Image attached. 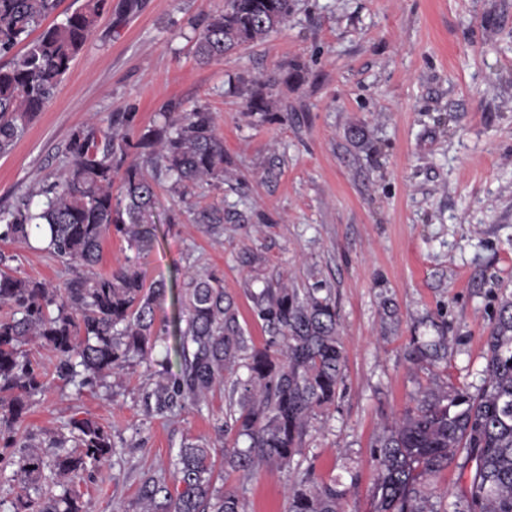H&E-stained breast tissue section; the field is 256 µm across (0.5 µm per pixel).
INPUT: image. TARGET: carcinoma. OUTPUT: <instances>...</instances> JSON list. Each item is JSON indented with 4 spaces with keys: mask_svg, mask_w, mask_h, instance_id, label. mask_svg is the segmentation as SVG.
I'll use <instances>...</instances> for the list:
<instances>
[{
    "mask_svg": "<svg viewBox=\"0 0 512 512\" xmlns=\"http://www.w3.org/2000/svg\"><path fill=\"white\" fill-rule=\"evenodd\" d=\"M58 0H0V155L9 153L53 97L109 0H84L64 20L30 39ZM294 0H224V8L198 27L195 53L206 65L242 47L265 41L288 22ZM25 44L22 52L14 49ZM268 81H242L245 116L284 121L266 92ZM66 164L52 181L8 209H0V241L27 242L48 225L47 251L68 264L59 287L19 275L16 256L0 252V447L12 459L23 488L48 468L68 484L58 496H17L15 512H87L71 488L88 467L116 453L112 433L91 417H72L66 430L47 438L18 436L31 400L45 389V372L25 346L37 340L57 356L58 376L82 388L120 373L143 356L153 336H173L180 372L156 383L152 412L165 416L178 405H197L224 387L228 375L236 402L215 427L224 468L245 477L263 469L288 474L301 454L317 413L336 400L345 356L331 297L270 285L252 294L254 312L269 338L255 346L239 321L234 299L214 274L188 277L182 310L172 325H156V299L164 288L146 286L138 259L155 240V186L169 183L182 201L201 183H224V139L212 113L167 103L149 124L137 113L115 112L104 131L94 122L75 129ZM39 197L38 203L32 198ZM194 223L210 235L226 224H247L240 210L214 204L195 211ZM123 238L134 256L108 274L94 271L103 241ZM448 356L445 338L412 340L409 360ZM483 383L437 385L419 392L414 406L392 419L372 444L377 471L375 512H512V298L501 304L485 341ZM246 375H237L238 369ZM245 447H240V442ZM80 449L68 452L66 447ZM64 452L48 459L43 449ZM212 440L183 444L173 480L142 479L144 512H246L245 500L214 480ZM458 472L453 496L432 501L426 486L443 472ZM287 512H345L347 488L332 478L287 481Z\"/></svg>",
    "mask_w": 512,
    "mask_h": 512,
    "instance_id": "1",
    "label": "carcinoma"
}]
</instances>
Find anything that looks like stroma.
<instances>
[{
	"label": "stroma",
	"instance_id": "obj_1",
	"mask_svg": "<svg viewBox=\"0 0 512 512\" xmlns=\"http://www.w3.org/2000/svg\"><path fill=\"white\" fill-rule=\"evenodd\" d=\"M224 0H138L127 15L105 13L55 96L13 150L0 157V208L14 205L65 164V144L89 122L116 112L147 124L170 101L212 112L231 178L206 184L183 203L157 189V238L140 267L165 282L158 319L179 314L190 274L213 271L235 299L247 336L267 334L251 295L267 282L319 288L335 300L345 351L334 405L312 421L293 477L330 479L354 471L347 512H373L371 444L385 420L434 384L478 385L483 350L502 295L512 294V0H295L287 24L264 42L198 64L194 26ZM301 79L271 88L286 122L251 124L240 80ZM282 162L264 179L271 158ZM246 211V224L219 236L192 211L217 202ZM179 223H168L171 213ZM21 275L63 283L68 270L31 244L0 242ZM448 336V357L412 363L413 337ZM29 353L45 367L26 427L64 429L73 416L109 426L115 455L75 488L89 512H139L144 474L170 472L183 442L215 436L231 401L215 392L195 407L152 415L156 380L178 373L173 340L156 342L119 376L94 388L58 378L41 343ZM215 471L243 495L247 512H285V477L243 480Z\"/></svg>",
	"mask_w": 512,
	"mask_h": 512
}]
</instances>
